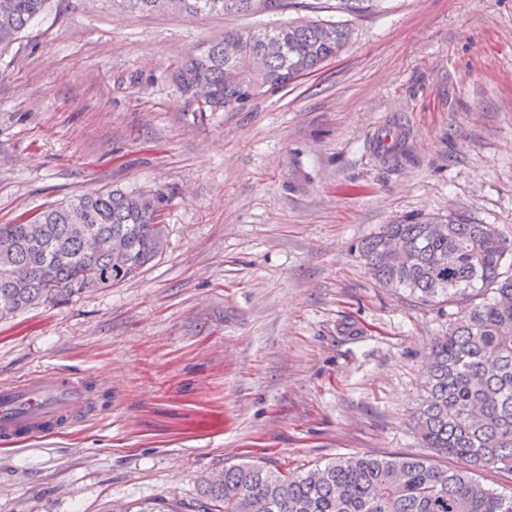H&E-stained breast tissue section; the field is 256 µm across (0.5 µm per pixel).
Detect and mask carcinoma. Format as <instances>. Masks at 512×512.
<instances>
[{
  "label": "carcinoma",
  "instance_id": "obj_1",
  "mask_svg": "<svg viewBox=\"0 0 512 512\" xmlns=\"http://www.w3.org/2000/svg\"><path fill=\"white\" fill-rule=\"evenodd\" d=\"M174 1L192 16L265 14L288 6L287 0H111L112 8L130 15ZM48 5L0 0V12L11 18L0 25V50ZM349 37L347 25L324 20L232 30L191 53L172 80L190 98L197 88H208L212 112L240 109L247 93L253 100L313 73ZM163 202L161 192H91L0 224V319L140 274L167 246ZM435 221L446 225L439 235L432 232ZM73 224L119 247L89 254L72 235ZM356 249L380 287L403 290L424 305L459 307L458 317L429 344L426 397L413 427L421 447L465 467L399 454L340 457L303 473L246 462L205 483L201 512H512V494L472 477L489 466L512 472V273L503 271L512 238L459 215L406 216L382 225ZM13 266L30 273L21 287L6 277Z\"/></svg>",
  "mask_w": 512,
  "mask_h": 512
}]
</instances>
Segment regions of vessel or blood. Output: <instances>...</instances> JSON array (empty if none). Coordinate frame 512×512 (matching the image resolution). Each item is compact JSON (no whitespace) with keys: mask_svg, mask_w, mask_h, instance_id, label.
Masks as SVG:
<instances>
[{"mask_svg":"<svg viewBox=\"0 0 512 512\" xmlns=\"http://www.w3.org/2000/svg\"><path fill=\"white\" fill-rule=\"evenodd\" d=\"M91 404L86 379L45 372L0 386V439L35 438L61 429Z\"/></svg>","mask_w":512,"mask_h":512,"instance_id":"1","label":"vessel or blood"}]
</instances>
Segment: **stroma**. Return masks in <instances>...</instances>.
<instances>
[{"label": "stroma", "mask_w": 512, "mask_h": 512, "mask_svg": "<svg viewBox=\"0 0 512 512\" xmlns=\"http://www.w3.org/2000/svg\"><path fill=\"white\" fill-rule=\"evenodd\" d=\"M342 21L335 59L241 110L169 74L265 15H129L51 0L0 52V224L90 191H163L168 246L139 276L0 320V384L53 370L97 414L0 445V512H198L205 480L423 450L411 428L447 317L379 287L356 251L409 214L512 237V0H297ZM401 154L373 156L381 122Z\"/></svg>", "instance_id": "obj_1"}]
</instances>
